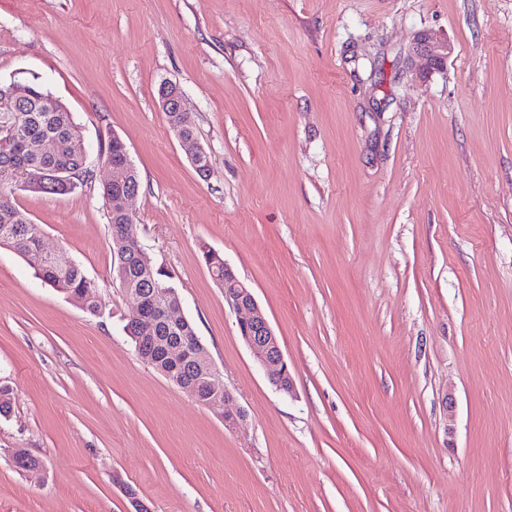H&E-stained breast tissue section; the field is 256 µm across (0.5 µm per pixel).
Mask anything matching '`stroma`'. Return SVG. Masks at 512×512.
Masks as SVG:
<instances>
[{"label":"stroma","mask_w":512,"mask_h":512,"mask_svg":"<svg viewBox=\"0 0 512 512\" xmlns=\"http://www.w3.org/2000/svg\"><path fill=\"white\" fill-rule=\"evenodd\" d=\"M423 30L452 46L426 79L408 63ZM13 77L72 112L94 178L8 199L97 282L100 311L0 247V512H512V0H0ZM112 134L140 173L138 237L247 414L235 429L124 331ZM206 249L253 288L293 396ZM175 90L171 93V84L164 83L160 92V106L162 112H165V116L169 126L173 129V131L177 134V136L181 135H192L194 137V132L192 129H188L187 131L179 130L176 125L175 113L178 112V126L181 129L187 128L186 120H185V108H184V96L181 89L172 84ZM202 257L213 279L224 288V301L239 316L238 326L242 340L253 352L277 391L290 396L293 393V383L287 361L277 335L255 298L253 288L235 277L231 279V268L220 254L203 250ZM213 257L217 258L216 262ZM228 281L234 283L230 294V289L226 288Z\"/></svg>","instance_id":"obj_1"}]
</instances>
